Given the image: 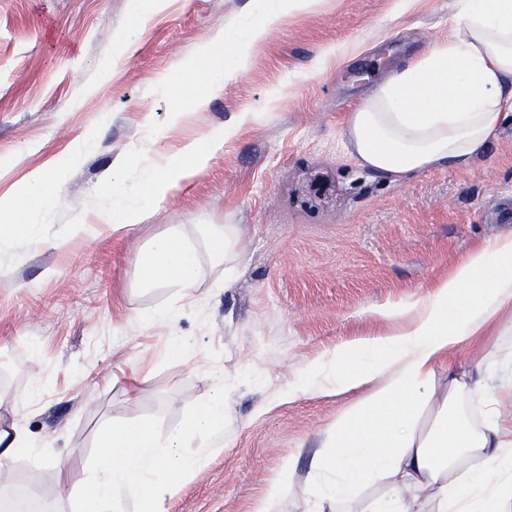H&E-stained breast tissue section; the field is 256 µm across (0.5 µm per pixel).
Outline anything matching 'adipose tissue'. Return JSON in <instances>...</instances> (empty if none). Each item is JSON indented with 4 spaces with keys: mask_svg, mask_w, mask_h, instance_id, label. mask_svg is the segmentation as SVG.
<instances>
[{
    "mask_svg": "<svg viewBox=\"0 0 512 512\" xmlns=\"http://www.w3.org/2000/svg\"><path fill=\"white\" fill-rule=\"evenodd\" d=\"M328 3L263 0L260 20L218 31L198 46L191 67L206 86L222 88L245 70L252 48L275 25ZM511 115L512 0H456L447 34L373 84L348 113L341 141L358 168L398 181L470 169ZM249 118L233 115L164 163L143 161L136 197L113 182L114 229L140 223L148 206L205 165ZM57 185L56 171L35 169L25 191L0 198L1 248L46 241L38 218ZM196 230L193 238L178 224L152 237L139 253V286L190 298L219 267L232 286L247 259L239 225ZM372 316L386 323L385 332L340 345L288 386L292 398L329 389L356 396L315 456L312 512H512V381L488 383L492 371L512 364V233L470 248L431 283L425 299L388 304ZM478 340L484 353L468 368L449 359V349ZM210 377V396L176 427L162 428L152 417L130 421L113 409L74 506L53 501L47 512H124L129 497L139 512H165V495L205 464L223 425L224 373ZM27 402L24 395L0 400V470L21 459L45 461L18 420ZM48 464L65 483V463Z\"/></svg>",
    "mask_w": 512,
    "mask_h": 512,
    "instance_id": "ef3b65f1",
    "label": "adipose tissue"
}]
</instances>
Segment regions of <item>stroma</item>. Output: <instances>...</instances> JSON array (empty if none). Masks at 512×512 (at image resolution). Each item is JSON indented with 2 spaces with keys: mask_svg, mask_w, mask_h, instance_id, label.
Instances as JSON below:
<instances>
[{
  "mask_svg": "<svg viewBox=\"0 0 512 512\" xmlns=\"http://www.w3.org/2000/svg\"><path fill=\"white\" fill-rule=\"evenodd\" d=\"M454 0H332L321 14L283 20L256 45L245 71L213 91L183 69L198 45L256 16L252 0H0V195L34 168L63 163L57 199L40 222L67 233L63 249L0 250V398L35 391L20 419L69 483L25 461L0 484L48 497L79 487L111 406L129 417L183 423L229 383L223 438L207 464L165 502L166 512H252L293 462L283 512H308L311 461L348 395L284 397L317 358L383 331L373 310L418 299L474 245L512 231V120L468 170L401 181L346 159L339 138L374 80L448 31ZM134 30L131 44L117 33ZM336 57L325 58L327 47ZM173 91L162 95L159 81ZM182 117L152 147L156 159L243 124L205 167L151 205L142 223L113 231L109 175L139 190L151 126ZM240 225L248 260L232 287H200L165 326L135 310L171 289L135 283L140 249L171 224ZM197 351L174 356V337ZM144 377L134 398L125 390Z\"/></svg>",
  "mask_w": 512,
  "mask_h": 512,
  "instance_id": "stroma-1",
  "label": "stroma"
}]
</instances>
